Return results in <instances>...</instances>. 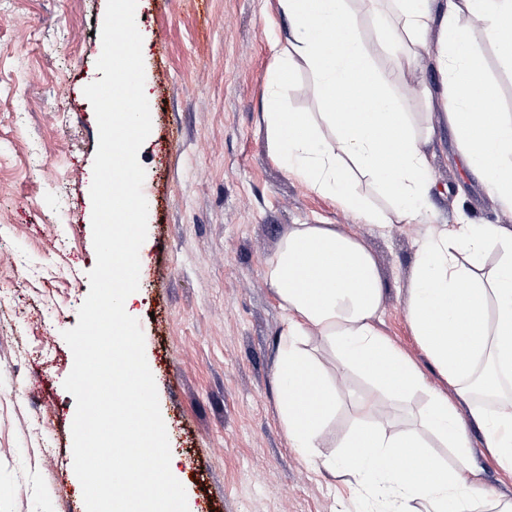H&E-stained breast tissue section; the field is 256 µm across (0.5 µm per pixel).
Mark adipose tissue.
I'll list each match as a JSON object with an SVG mask.
<instances>
[{
    "instance_id": "adipose-tissue-1",
    "label": "adipose tissue",
    "mask_w": 512,
    "mask_h": 512,
    "mask_svg": "<svg viewBox=\"0 0 512 512\" xmlns=\"http://www.w3.org/2000/svg\"><path fill=\"white\" fill-rule=\"evenodd\" d=\"M288 16L284 66L304 62L317 76L322 125L303 112H267L263 118L276 157L301 180L334 197L368 224L410 222L426 212L428 149L435 128L414 129L395 72L377 69L359 35L352 0H280ZM397 21H378L380 45L395 46L408 68L419 66L430 35L434 62L447 79L439 104L457 149L492 197L512 209V118L474 111L481 94L482 62L472 49L469 24L479 25L512 62V0H395ZM353 92L356 112L334 104ZM369 177L393 203L372 206L357 189ZM497 245L500 258L485 268ZM266 277L286 313L276 369L281 421L293 448L312 455L326 434L351 373L367 375L389 398L403 401L424 391L420 367L378 326L384 288L365 244L331 224H297L282 236ZM408 319L432 367L454 387L455 399L430 394L411 422L379 417L381 404L362 398L357 419L336 438L324 463L348 476L369 512H476L486 491L475 468L450 466L426 448L425 433L438 436L463 459L473 449L470 427L501 469L512 472V399L500 396L497 379L512 374V230L467 218L432 229L420 242L407 299ZM317 339L339 360L329 371L306 349ZM484 379L488 397H477Z\"/></svg>"
}]
</instances>
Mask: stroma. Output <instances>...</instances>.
I'll list each match as a JSON object with an SVG mask.
<instances>
[{"mask_svg":"<svg viewBox=\"0 0 512 512\" xmlns=\"http://www.w3.org/2000/svg\"><path fill=\"white\" fill-rule=\"evenodd\" d=\"M106 0H0V512H85L73 468L76 403L65 390L74 357L62 333L78 322L96 263L90 186L98 147L87 81L101 79L96 45ZM360 35L381 70H398L414 127L420 83L441 75L430 59L411 71L378 44L370 9ZM137 22L152 130L145 170L147 238L134 313L156 382L171 462L189 512H360L348 487L321 466L356 417L354 402L382 400L362 376L313 458L292 448L279 411L275 358L285 325L265 270L294 224H333L372 252L384 286L381 331L453 394L413 335L407 288L420 239L467 215L512 228L461 160L448 126L429 155L425 221L365 223L288 172L271 151L262 114L288 21L279 0H138ZM471 42L497 111L512 114V64L481 27ZM283 108L319 115L315 74L298 65ZM49 421L36 431L34 412ZM471 464L487 497L512 499V473L471 429Z\"/></svg>","mask_w":512,"mask_h":512,"instance_id":"obj_1","label":"stroma"}]
</instances>
